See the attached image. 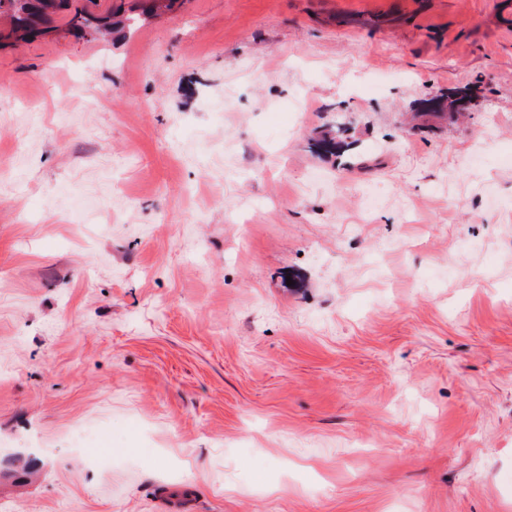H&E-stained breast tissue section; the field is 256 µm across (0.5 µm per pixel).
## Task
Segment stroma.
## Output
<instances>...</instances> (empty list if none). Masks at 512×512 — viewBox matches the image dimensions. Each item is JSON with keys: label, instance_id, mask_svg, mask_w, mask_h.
Instances as JSON below:
<instances>
[{"label": "stroma", "instance_id": "35a3bbf8", "mask_svg": "<svg viewBox=\"0 0 512 512\" xmlns=\"http://www.w3.org/2000/svg\"><path fill=\"white\" fill-rule=\"evenodd\" d=\"M147 8L0 6V512H512V0ZM16 26L19 30H27L33 19L49 10L58 8L64 0H11Z\"/></svg>", "mask_w": 512, "mask_h": 512}]
</instances>
